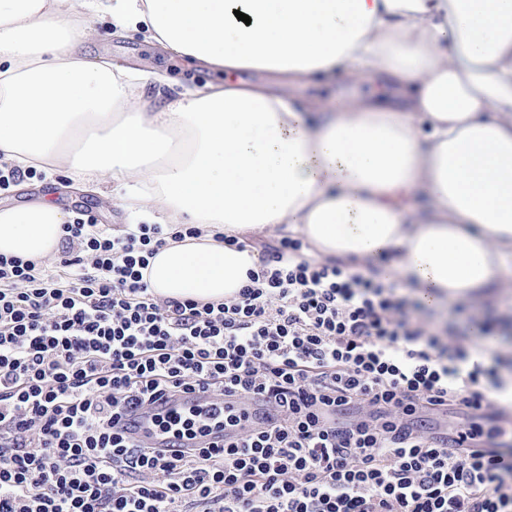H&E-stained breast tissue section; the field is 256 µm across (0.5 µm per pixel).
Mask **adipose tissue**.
<instances>
[{"instance_id":"ef3b65f1","label":"adipose tissue","mask_w":512,"mask_h":512,"mask_svg":"<svg viewBox=\"0 0 512 512\" xmlns=\"http://www.w3.org/2000/svg\"><path fill=\"white\" fill-rule=\"evenodd\" d=\"M105 15L223 82L145 98L163 75L81 51ZM337 70L356 93L296 99ZM0 157L112 184L138 221L201 225L144 269L164 298L224 301L248 284L258 252L214 227L284 228L429 308L502 296L512 0H0ZM71 219L47 198L0 208V253L52 258Z\"/></svg>"}]
</instances>
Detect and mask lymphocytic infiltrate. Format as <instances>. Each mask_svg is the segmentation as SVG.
Masks as SVG:
<instances>
[{"label": "lymphocytic infiltrate", "mask_w": 512, "mask_h": 512, "mask_svg": "<svg viewBox=\"0 0 512 512\" xmlns=\"http://www.w3.org/2000/svg\"><path fill=\"white\" fill-rule=\"evenodd\" d=\"M196 224L109 234L77 216L57 265L0 254V512H512V461L485 425L478 362L445 342L385 282L308 257L285 237L237 298L157 296L142 271ZM200 391L236 433L205 443L207 419L157 414L197 442L174 455L127 436L123 418ZM262 403L261 423L244 408ZM471 418L441 438L424 415Z\"/></svg>", "instance_id": "obj_1"}]
</instances>
